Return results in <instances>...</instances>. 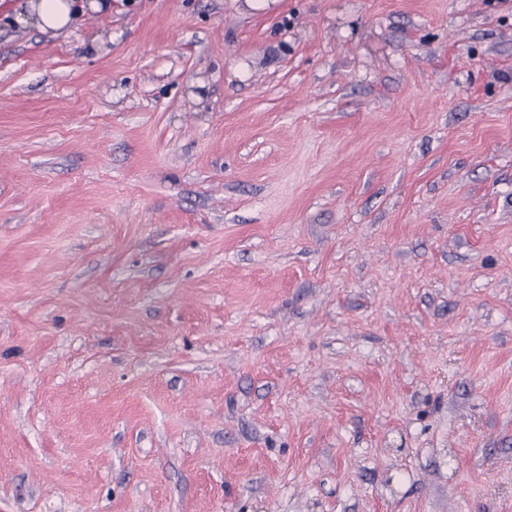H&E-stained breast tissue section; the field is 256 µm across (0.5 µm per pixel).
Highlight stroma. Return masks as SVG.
Wrapping results in <instances>:
<instances>
[{
    "label": "stroma",
    "instance_id": "obj_1",
    "mask_svg": "<svg viewBox=\"0 0 512 512\" xmlns=\"http://www.w3.org/2000/svg\"><path fill=\"white\" fill-rule=\"evenodd\" d=\"M0 0V512H512V0ZM30 1L29 9L17 14V22L31 21L43 30L52 31L61 30L70 25L79 10L82 13L86 9L100 11L106 6L98 0H90V3L80 5H76L73 2L75 0H39V3H34V0Z\"/></svg>",
    "mask_w": 512,
    "mask_h": 512
}]
</instances>
